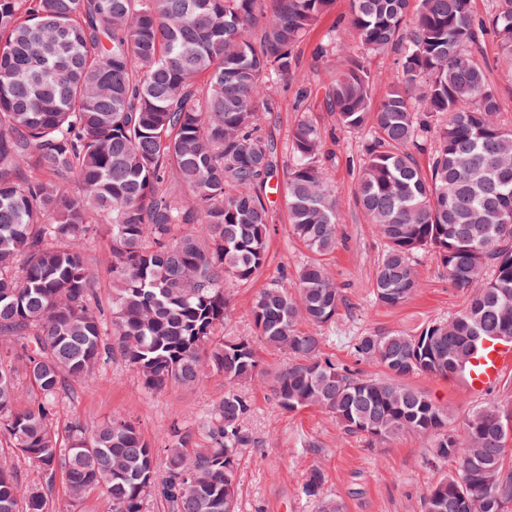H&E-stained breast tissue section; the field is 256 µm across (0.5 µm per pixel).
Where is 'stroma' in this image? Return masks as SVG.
Returning <instances> with one entry per match:
<instances>
[{
    "label": "stroma",
    "instance_id": "obj_1",
    "mask_svg": "<svg viewBox=\"0 0 512 512\" xmlns=\"http://www.w3.org/2000/svg\"><path fill=\"white\" fill-rule=\"evenodd\" d=\"M348 0H336L334 9L308 32L297 49L299 65L292 81L281 93V108L265 124L278 151H286L289 134L299 114L295 92L303 85L320 88L331 69L343 66L340 58L313 62L312 52L328 30L352 40L353 34L341 21ZM311 119L321 128L326 147L336 156L332 181L337 201V242L323 261L342 290L345 305L335 323L319 328L327 340L326 351L338 363L358 367L363 375L384 377L375 363H357L352 344L356 336L372 333H415L423 324L448 318L462 310L468 291L456 288L437 257L430 252L416 256L420 280L416 295L395 309L373 299V274L386 246L355 201L356 175L365 152L363 135L341 131L333 114L313 107ZM274 223L271 227L270 257L259 277L248 285L229 286L231 312L224 322L228 336L252 333L250 308L254 294L268 283L292 282L311 253L289 232L288 209L283 193L271 194ZM409 385L435 403L447 407L453 428H461L467 414L487 403L512 407V374L486 395L469 394L460 378L414 375ZM252 411L244 427L253 444L237 469L239 512H314L313 504L301 494V486L312 468L325 476L323 491L343 505V512H422L423 496L442 475L444 468L429 461L430 441L403 433L384 442L345 432L333 417L316 408L288 414L278 407L266 380L246 386ZM224 393V380L204 377L193 389L171 388L149 394L140 379L123 363L115 361L87 383H77L54 418L60 440H67L73 420L95 427L113 413L132 418L145 438L157 441L173 421L201 416Z\"/></svg>",
    "mask_w": 512,
    "mask_h": 512
}]
</instances>
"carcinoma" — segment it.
Wrapping results in <instances>:
<instances>
[{"label": "carcinoma", "instance_id": "carcinoma-1", "mask_svg": "<svg viewBox=\"0 0 512 512\" xmlns=\"http://www.w3.org/2000/svg\"><path fill=\"white\" fill-rule=\"evenodd\" d=\"M349 0L355 33H332L317 59L340 56L323 102L339 127L367 136L357 203L384 240L373 296L386 308L419 287L414 256L432 252L466 307L415 335L364 334L355 357L372 378L299 328L336 321L343 295L320 257L336 248L337 207L320 128L298 121L283 192L292 234L316 258L289 286L251 306L254 335L220 334L226 283L254 281L269 258L267 188L277 148L262 133L295 74V48L335 0H0V437L37 465L24 484L0 460V512H48L57 474L79 504L101 490L112 512H237L236 466L252 444L244 387L271 377L282 411L314 407L373 441L433 438L431 460L454 471L431 485L423 512L512 509V408L472 411L463 434L448 410L405 380L454 376L484 338L512 336V125L487 77L480 40L494 38L512 77V0ZM394 51L385 78L366 60ZM385 92L375 98L376 86ZM428 153L423 169L415 154ZM111 236L112 300L94 301L85 254ZM286 356L274 371L257 346ZM121 359L149 393L195 387L207 373L224 395L163 447L122 413L68 444L53 425L71 382ZM23 378L29 404L15 407ZM309 471L316 512H342Z\"/></svg>", "mask_w": 512, "mask_h": 512}]
</instances>
